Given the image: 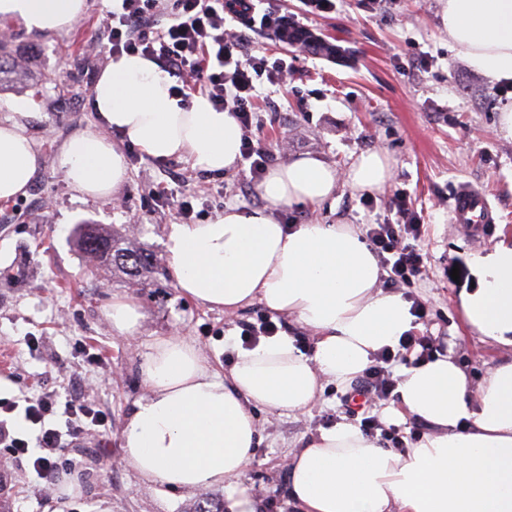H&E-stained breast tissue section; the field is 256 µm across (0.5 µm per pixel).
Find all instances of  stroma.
Segmentation results:
<instances>
[{"instance_id":"35a3bbf8","label":"stroma","mask_w":512,"mask_h":512,"mask_svg":"<svg viewBox=\"0 0 512 512\" xmlns=\"http://www.w3.org/2000/svg\"><path fill=\"white\" fill-rule=\"evenodd\" d=\"M308 13L304 0H251L257 14L283 17L336 45L335 57L317 56L272 38L263 29L235 27L244 56L285 61V83L256 80L253 108L272 165L318 156L345 172L363 152L392 162V177L367 195L339 186L319 205L280 207L282 224L391 222L394 193L409 194L423 226L417 245L426 271L404 295L425 308L418 335L432 351L452 352L472 382L512 361V348L482 340L463 324L456 307L462 281L453 267L472 254L512 239V138L497 132L500 108L512 104V84L472 70L448 46L441 0H326ZM113 0H87L69 30L36 33L0 20L11 61L25 74L0 86V123L21 124L40 156L27 197L0 201V392L7 400L53 390L98 406L110 417L105 429L66 449L63 473L80 493L64 512H197L223 508L224 491L187 494L142 480L128 465L122 436L136 399L145 394L140 364L156 337H190L213 370L227 369L242 346L241 333L268 315L260 303L227 314L185 298L171 275L162 240L166 225L209 221L229 206L263 207L247 161L222 172L193 168L187 159H155L123 144L128 178L108 199L76 193L58 169L62 142L78 130H101L91 89L110 62L98 40L100 21ZM483 191L498 220L477 228L452 219L458 186ZM120 229L132 248L151 252V273L128 278L108 265L89 267L76 244L82 225ZM136 300L144 314L136 336L114 335L104 316L113 296ZM347 390L329 383L301 413L254 407L260 443L239 482L264 512H292L283 461L320 428L360 416L345 405ZM58 487H40L26 458L0 447V503L7 512H45Z\"/></svg>"}]
</instances>
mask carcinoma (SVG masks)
<instances>
[{"instance_id":"carcinoma-1","label":"carcinoma","mask_w":512,"mask_h":512,"mask_svg":"<svg viewBox=\"0 0 512 512\" xmlns=\"http://www.w3.org/2000/svg\"><path fill=\"white\" fill-rule=\"evenodd\" d=\"M302 46L312 53L330 56L337 53L336 47L315 35L299 38ZM6 47L0 43V85L19 79L14 66L5 61ZM79 247L88 256L110 262L112 266L122 269L128 276L137 277L152 269V255L134 250L123 245L122 237L116 233H107L92 224H87L79 238Z\"/></svg>"}]
</instances>
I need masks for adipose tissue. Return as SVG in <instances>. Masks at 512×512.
<instances>
[{"mask_svg": "<svg viewBox=\"0 0 512 512\" xmlns=\"http://www.w3.org/2000/svg\"><path fill=\"white\" fill-rule=\"evenodd\" d=\"M87 0H0V19L28 31L65 30ZM448 42L476 72L512 83V0H443ZM158 63L138 54L110 61L91 90L104 129L79 131L59 148L57 164L77 193L108 198L127 179L120 144L158 158L185 157L220 172L241 157L242 130L231 112L203 95L183 102ZM39 168L34 144L18 124H0V201L26 196ZM392 176L381 152L360 154L345 173L307 156L272 168L257 191L262 208H226L206 224L169 225L164 247L183 296L232 314L261 303L286 330L238 349L217 376L199 348L180 335L155 340L140 365L144 396L134 401L123 434L130 467L144 480L193 493L224 489L225 512H260L238 479L260 436L252 405L305 410L324 384L350 386L384 349L414 330L411 303L378 283L382 269L352 224H281L275 208L319 204L346 184L380 190ZM472 287L458 295L466 326L512 346V241L477 254ZM313 333L311 352L290 334ZM397 399L383 418L412 420L424 431L394 452L340 421L319 429L284 461L295 512H512V362L491 369L479 393L448 353L402 367Z\"/></svg>", "mask_w": 512, "mask_h": 512, "instance_id": "ef3b65f1", "label": "adipose tissue"}]
</instances>
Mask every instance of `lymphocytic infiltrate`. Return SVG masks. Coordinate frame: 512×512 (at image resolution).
Masks as SVG:
<instances>
[{
  "label": "lymphocytic infiltrate",
  "mask_w": 512,
  "mask_h": 512,
  "mask_svg": "<svg viewBox=\"0 0 512 512\" xmlns=\"http://www.w3.org/2000/svg\"><path fill=\"white\" fill-rule=\"evenodd\" d=\"M119 9L107 11L99 28V38L113 57L139 54L162 60L175 73H195L200 86L216 109L233 112L245 129L256 127L251 108L255 81L267 76L278 83L286 63H267L266 59H240L237 43L224 33L225 17H232L246 27H272L267 16L252 13L250 5L229 8L226 0H120ZM217 71H210V62ZM397 221L373 224L367 232L372 248L387 272L392 285L412 282L423 276L424 256L414 241L421 226L406 193L399 192L390 201ZM62 414L59 427L45 426L47 417ZM28 422L38 425L35 443L11 435L5 421L0 420V446L19 456L30 455V445L39 453L32 457V468L38 480L53 485L69 463L64 450L82 435L106 426L108 416L96 406L76 400L59 401L57 393L46 392L29 401L25 408Z\"/></svg>",
  "instance_id": "f902f5d3"
}]
</instances>
